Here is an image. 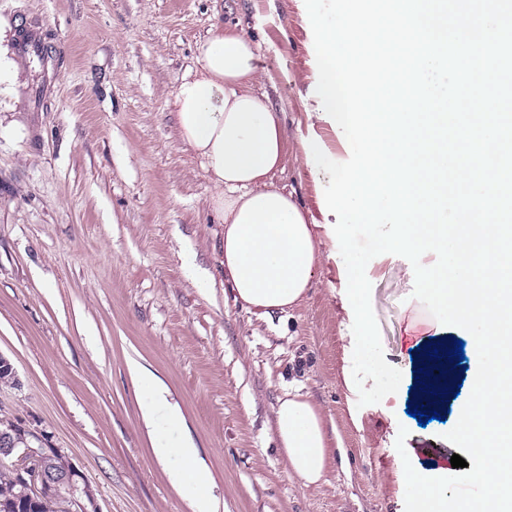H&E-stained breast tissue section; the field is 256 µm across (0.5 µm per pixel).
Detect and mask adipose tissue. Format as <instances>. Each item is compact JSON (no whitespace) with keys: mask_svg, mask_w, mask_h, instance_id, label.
I'll list each match as a JSON object with an SVG mask.
<instances>
[{"mask_svg":"<svg viewBox=\"0 0 512 512\" xmlns=\"http://www.w3.org/2000/svg\"><path fill=\"white\" fill-rule=\"evenodd\" d=\"M199 68L173 95L181 140L213 186L210 209L223 227L219 265L235 302L258 320L303 302L324 262L306 213L275 182L288 159V134L266 92L259 46L235 27L216 26L198 41ZM140 409L161 464L179 459L168 475L192 512H219L212 477L185 433L180 407L151 370L134 369ZM273 431L290 472L311 486L323 482L332 442L320 407L286 393L273 409Z\"/></svg>","mask_w":512,"mask_h":512,"instance_id":"obj_1","label":"adipose tissue"}]
</instances>
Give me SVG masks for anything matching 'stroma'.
Listing matches in <instances>:
<instances>
[{"label":"stroma","instance_id":"stroma-1","mask_svg":"<svg viewBox=\"0 0 512 512\" xmlns=\"http://www.w3.org/2000/svg\"><path fill=\"white\" fill-rule=\"evenodd\" d=\"M259 46L262 90L299 146L321 137L348 155L317 107L304 0H0V353L19 379L0 407L42 430L96 489L104 512H192L155 458L132 365L152 370L183 413L227 512H405L399 430L415 470L457 449L445 434L467 402L478 360L465 354L440 419L407 414L417 396L414 329L438 325L413 298V266L382 254L366 275L386 361L401 393L358 406L346 357L354 312L341 256L304 301L257 320L222 281L212 185L167 104L198 65L215 24ZM42 57L17 48L20 26ZM329 176L288 161L277 183L316 223ZM197 255L201 288L181 268ZM300 389L336 426L326 480L306 487L276 448L272 408Z\"/></svg>","mask_w":512,"mask_h":512}]
</instances>
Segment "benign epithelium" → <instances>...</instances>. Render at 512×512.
I'll use <instances>...</instances> for the list:
<instances>
[{
  "instance_id": "1",
  "label": "benign epithelium",
  "mask_w": 512,
  "mask_h": 512,
  "mask_svg": "<svg viewBox=\"0 0 512 512\" xmlns=\"http://www.w3.org/2000/svg\"><path fill=\"white\" fill-rule=\"evenodd\" d=\"M2 458L11 460L21 500L34 502L45 495L62 493L73 501L76 512H103L95 489L70 456L60 448L44 447L35 429L24 426L20 432H0Z\"/></svg>"
}]
</instances>
